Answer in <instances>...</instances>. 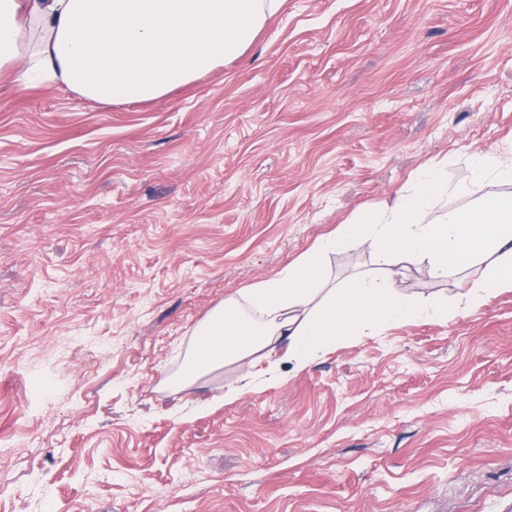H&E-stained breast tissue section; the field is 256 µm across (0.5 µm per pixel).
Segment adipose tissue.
<instances>
[{
    "label": "adipose tissue",
    "mask_w": 512,
    "mask_h": 512,
    "mask_svg": "<svg viewBox=\"0 0 512 512\" xmlns=\"http://www.w3.org/2000/svg\"><path fill=\"white\" fill-rule=\"evenodd\" d=\"M284 2L0 0V80L26 89L61 86L104 105L155 100L238 57ZM471 161V207L439 212L448 185L442 169L427 164L392 205L361 209L277 275L225 297L193 328L182 369L167 387L186 389L230 364L249 371L279 359L305 365L359 327L381 330L426 313L447 321V305L396 293L400 261H426L436 278L484 264L468 298L473 307L512 288V193L483 191L492 180L512 184V162L490 151ZM433 209L438 218L425 221ZM350 242L374 251L378 270L331 285L323 253Z\"/></svg>",
    "instance_id": "obj_1"
}]
</instances>
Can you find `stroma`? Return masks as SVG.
Masks as SVG:
<instances>
[{
  "label": "stroma",
  "mask_w": 512,
  "mask_h": 512,
  "mask_svg": "<svg viewBox=\"0 0 512 512\" xmlns=\"http://www.w3.org/2000/svg\"><path fill=\"white\" fill-rule=\"evenodd\" d=\"M512 158V0H286L148 103L0 83V512H506L512 288L174 392L193 327L429 162ZM332 283L376 269L348 244ZM240 392L230 401L228 385Z\"/></svg>",
  "instance_id": "35a3bbf8"
}]
</instances>
